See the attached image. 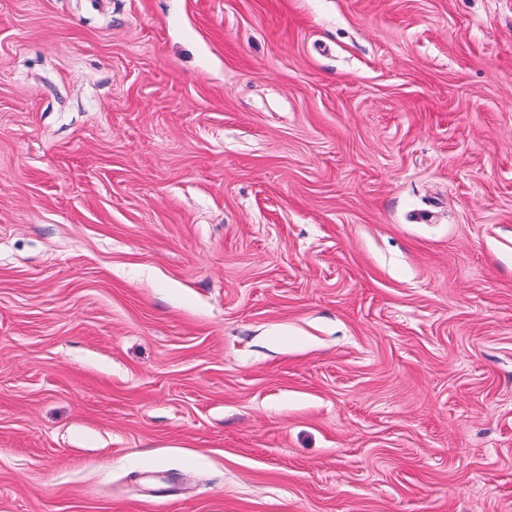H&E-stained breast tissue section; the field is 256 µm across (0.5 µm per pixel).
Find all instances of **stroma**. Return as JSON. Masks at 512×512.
Instances as JSON below:
<instances>
[{
	"label": "stroma",
	"instance_id": "obj_1",
	"mask_svg": "<svg viewBox=\"0 0 512 512\" xmlns=\"http://www.w3.org/2000/svg\"><path fill=\"white\" fill-rule=\"evenodd\" d=\"M0 512H512V0H0Z\"/></svg>",
	"mask_w": 512,
	"mask_h": 512
}]
</instances>
